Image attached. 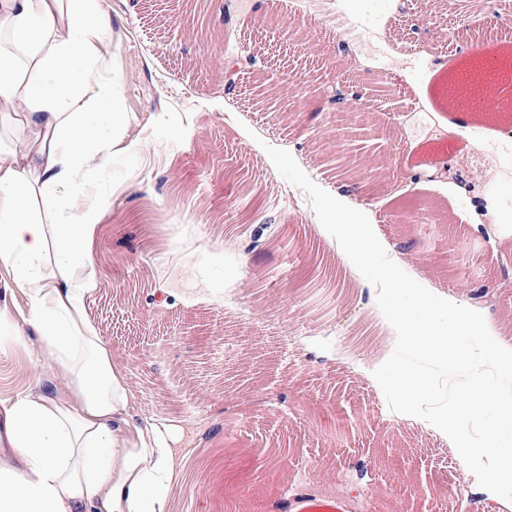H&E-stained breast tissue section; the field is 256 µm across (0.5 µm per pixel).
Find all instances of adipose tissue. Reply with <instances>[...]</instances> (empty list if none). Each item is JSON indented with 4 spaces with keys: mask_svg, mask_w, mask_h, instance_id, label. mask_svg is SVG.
I'll list each match as a JSON object with an SVG mask.
<instances>
[{
    "mask_svg": "<svg viewBox=\"0 0 512 512\" xmlns=\"http://www.w3.org/2000/svg\"><path fill=\"white\" fill-rule=\"evenodd\" d=\"M102 0H0V345L45 354L0 400V512H178L179 427L134 410L92 323L91 238L120 184L124 113L107 74Z\"/></svg>",
    "mask_w": 512,
    "mask_h": 512,
    "instance_id": "adipose-tissue-1",
    "label": "adipose tissue"
}]
</instances>
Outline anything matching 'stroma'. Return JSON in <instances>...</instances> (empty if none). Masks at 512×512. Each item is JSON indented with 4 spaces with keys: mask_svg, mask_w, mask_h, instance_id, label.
Wrapping results in <instances>:
<instances>
[{
    "mask_svg": "<svg viewBox=\"0 0 512 512\" xmlns=\"http://www.w3.org/2000/svg\"><path fill=\"white\" fill-rule=\"evenodd\" d=\"M104 0L112 16V73L120 85L124 140L142 145L117 160L122 192L94 230L96 289L89 313L127 368L137 413L183 428L182 512H512L473 486L468 501L446 487L462 459L428 422L389 409L373 372L396 334L373 286L321 226L307 194L283 178L264 150L289 151L322 189L363 209L389 257L434 294L467 301L490 288L481 313L498 342L512 318V112L455 111L443 87L482 51L512 56V0ZM303 41L283 40L281 28ZM320 104L315 85L344 82L353 104L386 140L353 143L367 179H381L371 203L342 193L324 174L308 128L253 105L256 75ZM434 210L437 237L461 272L449 279L438 256L400 251L417 227L394 212ZM208 216L214 245L203 247ZM271 217L275 240L337 269L346 289L309 303L288 278L266 292L257 270H278V247L244 256L250 225ZM170 288L175 304L156 305ZM36 366L21 348L0 350V399ZM284 392V405H261ZM372 481L354 490L352 466Z\"/></svg>",
    "mask_w": 512,
    "mask_h": 512,
    "instance_id": "1",
    "label": "stroma"
}]
</instances>
